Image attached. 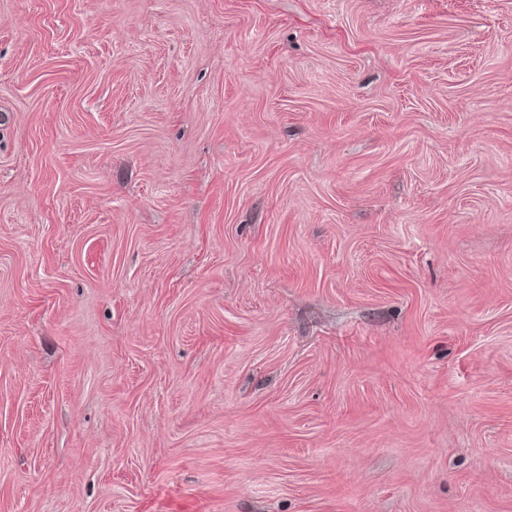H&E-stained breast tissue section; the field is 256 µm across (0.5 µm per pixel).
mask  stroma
<instances>
[{
  "label": "stroma",
  "instance_id": "obj_1",
  "mask_svg": "<svg viewBox=\"0 0 512 512\" xmlns=\"http://www.w3.org/2000/svg\"><path fill=\"white\" fill-rule=\"evenodd\" d=\"M0 512H512V0H0Z\"/></svg>",
  "mask_w": 512,
  "mask_h": 512
}]
</instances>
